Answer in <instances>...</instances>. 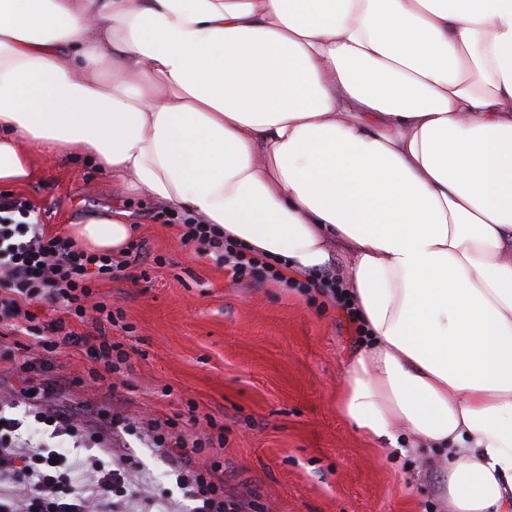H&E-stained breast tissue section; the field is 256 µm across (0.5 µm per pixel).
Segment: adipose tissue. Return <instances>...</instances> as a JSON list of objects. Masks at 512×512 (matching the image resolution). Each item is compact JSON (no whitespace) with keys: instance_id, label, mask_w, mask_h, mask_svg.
I'll return each mask as SVG.
<instances>
[{"instance_id":"adipose-tissue-1","label":"adipose tissue","mask_w":512,"mask_h":512,"mask_svg":"<svg viewBox=\"0 0 512 512\" xmlns=\"http://www.w3.org/2000/svg\"><path fill=\"white\" fill-rule=\"evenodd\" d=\"M37 150L289 277L346 252L341 414L438 454L450 512H512V0H0V186Z\"/></svg>"}]
</instances>
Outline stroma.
I'll list each match as a JSON object with an SVG mask.
<instances>
[{
    "label": "stroma",
    "instance_id": "obj_1",
    "mask_svg": "<svg viewBox=\"0 0 512 512\" xmlns=\"http://www.w3.org/2000/svg\"><path fill=\"white\" fill-rule=\"evenodd\" d=\"M35 160V179L0 196L28 200L51 230L112 206L139 226L136 267L96 290L97 301L124 314L125 329L112 332L128 354L119 373L89 393L75 385L94 365L87 353L22 342L52 375L73 380L53 401L78 421L112 408L132 423L112 458H129L148 496L175 486L171 461L148 441L149 421L197 413L223 426L225 439L198 454L197 466L215 467L225 495L264 512H445L437 459L381 448L339 412L344 360L361 343L330 298L293 281L236 284L223 264L181 243L149 196L118 195L111 178L81 162ZM147 498L136 512H148Z\"/></svg>",
    "mask_w": 512,
    "mask_h": 512
}]
</instances>
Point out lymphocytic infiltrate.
I'll return each mask as SVG.
<instances>
[{"instance_id": "lymphocytic-infiltrate-1", "label": "lymphocytic infiltrate", "mask_w": 512, "mask_h": 512, "mask_svg": "<svg viewBox=\"0 0 512 512\" xmlns=\"http://www.w3.org/2000/svg\"><path fill=\"white\" fill-rule=\"evenodd\" d=\"M183 243H195L224 263L238 283L283 282L280 268L258 253L217 234L213 225L182 217L178 220ZM140 243L129 246L125 258L90 253L80 249L67 235L47 232L30 204L23 198H0V327L33 337L45 349L84 348L102 369H90L91 382L103 372L118 371L126 361L119 344L106 334L116 319L104 303L95 301L97 282L124 277ZM46 304L59 311V318L40 322L32 308ZM92 318L94 330L80 333L76 324ZM0 365L20 382V395L37 422L55 433L80 436L70 413L49 407L57 390L45 376L47 367L22 356L18 346L0 343ZM175 419L151 420L155 447L163 455H177L176 481L194 503L192 512H243L242 505L225 498L224 485L210 470L197 467L193 459L203 449L223 445V435L205 434L187 440L188 425ZM23 422L7 416L0 401V512H112L116 501H135L143 490L130 481L126 463L105 468L97 459L68 460L54 451L26 449L19 430Z\"/></svg>"}]
</instances>
